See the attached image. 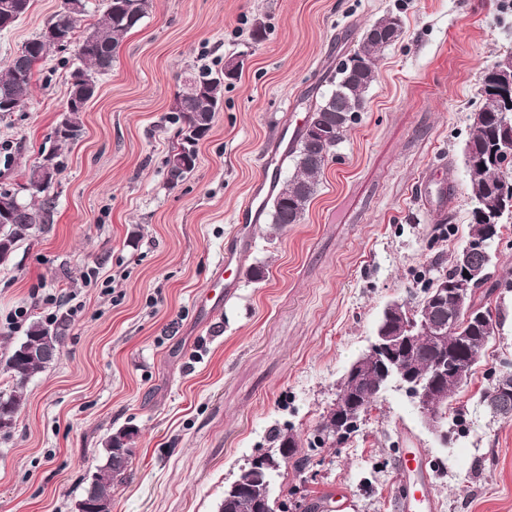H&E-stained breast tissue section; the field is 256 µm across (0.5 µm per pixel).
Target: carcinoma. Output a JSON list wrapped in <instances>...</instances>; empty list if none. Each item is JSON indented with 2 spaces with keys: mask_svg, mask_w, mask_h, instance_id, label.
<instances>
[{
  "mask_svg": "<svg viewBox=\"0 0 512 512\" xmlns=\"http://www.w3.org/2000/svg\"><path fill=\"white\" fill-rule=\"evenodd\" d=\"M152 7V0H107L102 19L91 28L79 43L78 55L82 66L76 68L83 77L80 83L70 84L69 100L74 102L68 112L65 128L55 127L53 138L56 147H61L75 139L80 131V113L84 106L80 102L90 99L97 92L96 76L112 70L117 49L125 37L137 28ZM377 25L382 31L379 40L372 43L361 40L357 48L343 61L329 77L330 89L321 100L310 109L312 122L319 125L314 132L309 125L299 129L291 147L289 157L293 160L294 172L280 185L273 197L269 213L270 224L281 230L290 224H298L303 219L308 204L317 192L319 176L325 162L320 153L334 151L344 141L357 113L362 109L366 92L374 81L375 61L381 51L398 39L390 21L381 19ZM75 28L68 30L66 43L44 50L39 44V36L27 40L7 67L0 72V100L11 103L10 111L21 112L26 107L33 88L35 66L51 53L64 51L74 37ZM224 78L214 76L212 71L201 68L195 75L193 86L174 98L173 121L182 124L179 142L166 159L169 182H181L193 171L197 159V145L208 135L219 105L222 103ZM497 86L494 72L486 69L481 78L482 106L479 114L484 116L482 127L471 126L466 143L465 163L470 176L471 199L475 202L489 197L498 189L499 182L512 174V151L504 142L512 141V127L505 128L499 121L495 107ZM27 183L36 200L26 203L19 198V191L0 188V263L8 260L15 247L28 239L37 228L53 223L55 198L49 194L52 180L43 175L42 167L33 165L27 172ZM502 221L485 223L472 212L468 241L479 246L469 255V266L473 270L486 272L482 281L474 289L489 287L490 292L499 288H512V274L506 272L493 277L491 244L500 237ZM460 277L455 260L422 289L423 296L413 305L399 307L391 329L399 331L411 322L442 323L447 332L440 337H418L406 357L405 367L413 380H427L433 363L442 358H453L460 353L471 357L472 365H478L490 339L501 327V314L495 312L484 301L471 298V305L477 312H484L485 319L468 318L463 315L448 323V309H441L431 300L430 289L438 283L454 284ZM69 326V317L62 315L49 323L39 319L32 321L23 337V342L13 347L6 360V369L14 381V389L9 393L0 392V418L17 419L21 407L20 390L34 375L53 364L61 353V346ZM29 341L42 344L43 355L35 358L23 351V343ZM512 389V370L503 371L495 383L480 396L484 411L501 419H512V392L505 393L501 387ZM339 413L330 409L322 416L315 429L319 444L329 439L346 440L358 430L361 413L348 409L347 423L340 422ZM137 429L127 426L111 433L104 446L102 463L97 467L94 480L85 490L84 498L94 500L102 495L112 497L115 486L126 481L132 449L128 441ZM271 443L274 447L286 450L285 458L298 451L293 434L281 430L273 431ZM279 466L259 468L256 462L244 468L238 478L224 489L223 505L220 512H262L265 501L272 499L273 473Z\"/></svg>",
  "mask_w": 512,
  "mask_h": 512,
  "instance_id": "cac0c4a2",
  "label": "carcinoma"
}]
</instances>
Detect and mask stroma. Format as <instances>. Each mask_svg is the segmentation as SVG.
I'll use <instances>...</instances> for the list:
<instances>
[{
    "label": "stroma",
    "instance_id": "obj_1",
    "mask_svg": "<svg viewBox=\"0 0 512 512\" xmlns=\"http://www.w3.org/2000/svg\"><path fill=\"white\" fill-rule=\"evenodd\" d=\"M61 10L32 0L0 31V68ZM390 15L402 34L381 52L303 220L277 231L261 219L232 294L196 307L252 183L294 171L282 154L263 166L279 129L305 121L329 70ZM509 52L512 0H154L99 76L80 137L59 151L53 224L0 264V391L14 387L5 360L26 333L10 326L14 311L70 318L59 359L27 382L0 435V512H75L107 436L126 426L137 433L112 512H218L225 486L271 453L275 427L299 446L274 478L288 512H337L339 489L345 512H400L399 486L421 480L397 477L400 448L432 461L436 512H512V419L478 402L512 360V291L490 298L500 333L450 400L463 422L447 446L392 382L349 439L308 447L386 304L419 297L466 243L464 148L482 72ZM229 61L239 76L224 84L194 170L170 185L174 97L199 68ZM79 64L76 46L50 54L25 110L0 116V187L18 188L40 160Z\"/></svg>",
    "mask_w": 512,
    "mask_h": 512
}]
</instances>
